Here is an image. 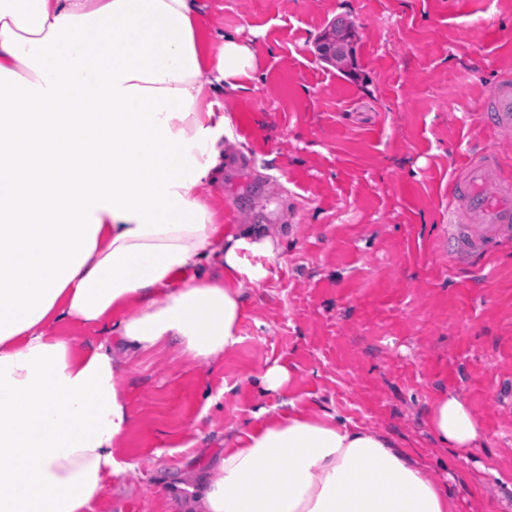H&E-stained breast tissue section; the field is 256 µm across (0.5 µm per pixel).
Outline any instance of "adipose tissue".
<instances>
[{"mask_svg":"<svg viewBox=\"0 0 512 512\" xmlns=\"http://www.w3.org/2000/svg\"><path fill=\"white\" fill-rule=\"evenodd\" d=\"M203 25L199 0H0V512H94L133 469V361L232 353L280 252L268 225L216 221L222 95L254 54ZM428 426L444 447L482 436L448 392ZM196 481L183 512H454L388 437L291 400Z\"/></svg>","mask_w":512,"mask_h":512,"instance_id":"obj_1","label":"adipose tissue"}]
</instances>
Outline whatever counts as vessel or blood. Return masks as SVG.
<instances>
[{
  "label": "vessel or blood",
  "instance_id": "b4317fda",
  "mask_svg": "<svg viewBox=\"0 0 512 512\" xmlns=\"http://www.w3.org/2000/svg\"><path fill=\"white\" fill-rule=\"evenodd\" d=\"M488 107L497 127H512L511 79L492 90ZM451 182L455 220L448 241L454 259L483 255L496 240L512 234V179L499 176L493 152L470 157Z\"/></svg>",
  "mask_w": 512,
  "mask_h": 512
}]
</instances>
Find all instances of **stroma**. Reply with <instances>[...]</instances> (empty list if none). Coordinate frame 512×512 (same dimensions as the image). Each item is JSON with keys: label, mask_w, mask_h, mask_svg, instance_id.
<instances>
[{"label": "stroma", "mask_w": 512, "mask_h": 512, "mask_svg": "<svg viewBox=\"0 0 512 512\" xmlns=\"http://www.w3.org/2000/svg\"><path fill=\"white\" fill-rule=\"evenodd\" d=\"M216 2L206 24L254 53L250 78L224 91L235 150L217 221L282 225V253L246 290L224 361L162 350L132 364L135 469L94 512H177L226 430L287 399L387 435L456 512H512V238L464 262L448 248L453 166L491 148L512 175V128L483 110L512 75V0ZM339 15L357 34L350 75L315 52ZM274 364L290 380L260 392ZM444 391L476 415L475 447L429 430ZM162 484L168 497L153 493Z\"/></svg>", "instance_id": "35a3bbf8"}]
</instances>
